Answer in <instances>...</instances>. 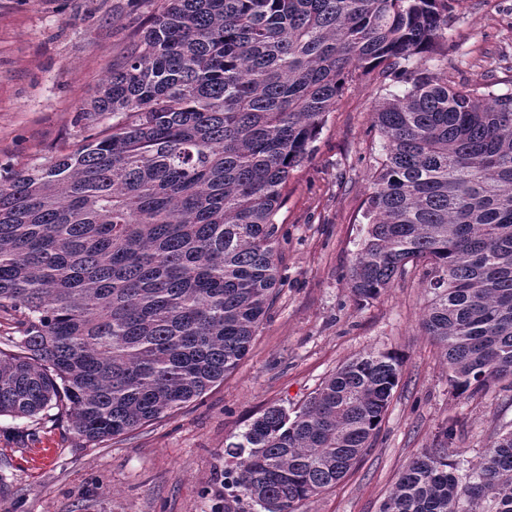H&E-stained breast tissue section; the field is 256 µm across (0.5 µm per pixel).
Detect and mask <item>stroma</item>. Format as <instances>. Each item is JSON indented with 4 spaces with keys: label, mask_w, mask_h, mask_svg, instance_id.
<instances>
[{
    "label": "stroma",
    "mask_w": 512,
    "mask_h": 512,
    "mask_svg": "<svg viewBox=\"0 0 512 512\" xmlns=\"http://www.w3.org/2000/svg\"><path fill=\"white\" fill-rule=\"evenodd\" d=\"M155 7L0 0L1 167H30L85 134L83 109ZM494 59L497 78L512 80V0H467L448 30L456 82H482ZM388 95L378 82H353L326 116L314 161L292 175L279 213L283 281L239 365L181 409L102 442L79 439L64 420L1 415L0 512H222L226 444L266 408L301 406L371 349L403 359L379 437L344 479L295 512H379L441 428H453L471 465L512 428V389L453 394L441 350L420 326L429 294L419 271L373 300L357 301L348 288L381 151L372 113Z\"/></svg>",
    "instance_id": "1"
}]
</instances>
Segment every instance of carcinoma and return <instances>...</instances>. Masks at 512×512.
<instances>
[{"instance_id": "carcinoma-1", "label": "carcinoma", "mask_w": 512, "mask_h": 512, "mask_svg": "<svg viewBox=\"0 0 512 512\" xmlns=\"http://www.w3.org/2000/svg\"><path fill=\"white\" fill-rule=\"evenodd\" d=\"M467 0H162L65 154L0 172V415L52 409L87 442L200 397L250 350L281 282L277 215L346 86L378 104L381 157L348 287L422 268L448 383L512 387V88L448 76ZM402 361L370 350L298 409L269 407L224 488L261 512L335 486L374 447ZM438 432L379 512H512V429L461 470Z\"/></svg>"}]
</instances>
